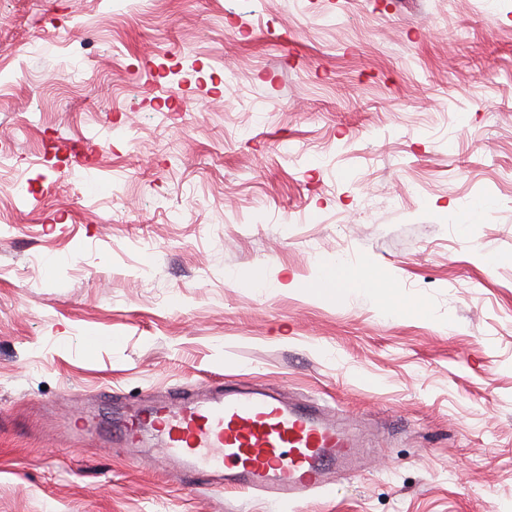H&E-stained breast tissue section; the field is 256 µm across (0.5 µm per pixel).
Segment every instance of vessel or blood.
I'll return each mask as SVG.
<instances>
[{"instance_id":"obj_1","label":"vessel or blood","mask_w":512,"mask_h":512,"mask_svg":"<svg viewBox=\"0 0 512 512\" xmlns=\"http://www.w3.org/2000/svg\"><path fill=\"white\" fill-rule=\"evenodd\" d=\"M127 446L153 443L184 472L224 491H251L284 504L323 488L331 473L354 471L359 439L327 418L317 401L299 405L250 388L181 391L135 411Z\"/></svg>"}]
</instances>
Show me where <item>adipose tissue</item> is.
I'll return each instance as SVG.
<instances>
[{
    "instance_id": "adipose-tissue-1",
    "label": "adipose tissue",
    "mask_w": 512,
    "mask_h": 512,
    "mask_svg": "<svg viewBox=\"0 0 512 512\" xmlns=\"http://www.w3.org/2000/svg\"><path fill=\"white\" fill-rule=\"evenodd\" d=\"M331 281L341 284L346 291L375 301L385 303V309L392 315L413 313L414 307L406 303L388 274L378 268L354 269L352 266L339 263L329 272Z\"/></svg>"
}]
</instances>
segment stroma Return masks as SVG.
I'll use <instances>...</instances> for the list:
<instances>
[{"label":"stroma","instance_id":"35a3bbf8","mask_svg":"<svg viewBox=\"0 0 512 512\" xmlns=\"http://www.w3.org/2000/svg\"><path fill=\"white\" fill-rule=\"evenodd\" d=\"M0 146V512H512V0H0ZM218 381L359 468L277 506L100 435ZM329 278L336 285L345 287L325 288L329 296L337 297L341 292L349 291L370 301L383 299L385 310L391 315L411 314L417 310L402 299L399 289L381 269L371 267L355 270L352 266L336 262L329 272Z\"/></svg>","mask_w":512,"mask_h":512}]
</instances>
